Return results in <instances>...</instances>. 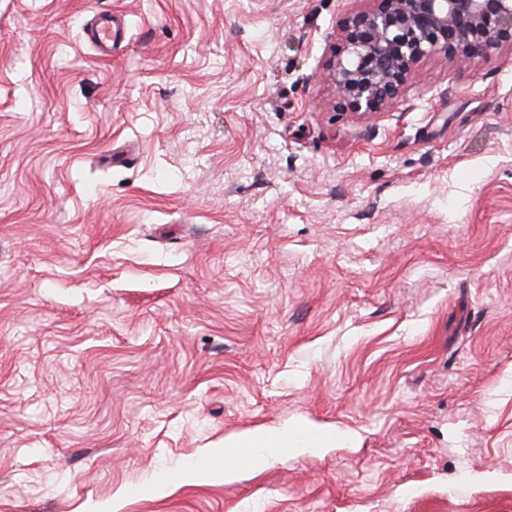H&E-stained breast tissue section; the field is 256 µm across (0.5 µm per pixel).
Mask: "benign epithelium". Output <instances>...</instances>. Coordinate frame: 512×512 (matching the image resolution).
I'll use <instances>...</instances> for the list:
<instances>
[{"instance_id":"obj_1","label":"benign epithelium","mask_w":512,"mask_h":512,"mask_svg":"<svg viewBox=\"0 0 512 512\" xmlns=\"http://www.w3.org/2000/svg\"><path fill=\"white\" fill-rule=\"evenodd\" d=\"M368 2L338 20L323 68L345 112L380 111L399 97L425 57L463 67L512 50V0Z\"/></svg>"}]
</instances>
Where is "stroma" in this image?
<instances>
[{"mask_svg":"<svg viewBox=\"0 0 512 512\" xmlns=\"http://www.w3.org/2000/svg\"><path fill=\"white\" fill-rule=\"evenodd\" d=\"M365 5L0 0V512H512V53L344 112ZM116 27L118 26H116L114 19H112V14H99L87 32V39L101 54L111 55L112 46L117 35ZM353 435L347 432L339 433L326 429L313 428L307 421H292L281 428L264 430L258 429L224 439L225 459L245 448L252 449L254 456L271 454L276 451L301 453L316 448H328L336 441H351Z\"/></svg>","mask_w":512,"mask_h":512,"instance_id":"stroma-1","label":"stroma"}]
</instances>
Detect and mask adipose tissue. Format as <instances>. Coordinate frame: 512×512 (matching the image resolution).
<instances>
[{
    "instance_id": "obj_1",
    "label": "adipose tissue",
    "mask_w": 512,
    "mask_h": 512,
    "mask_svg": "<svg viewBox=\"0 0 512 512\" xmlns=\"http://www.w3.org/2000/svg\"><path fill=\"white\" fill-rule=\"evenodd\" d=\"M350 439V433L338 434L330 430L312 427L308 422L297 420L276 429H258L226 437L224 453L230 456L246 448L252 449L255 456L258 457L277 451L301 453L328 447L339 440L347 442Z\"/></svg>"
}]
</instances>
